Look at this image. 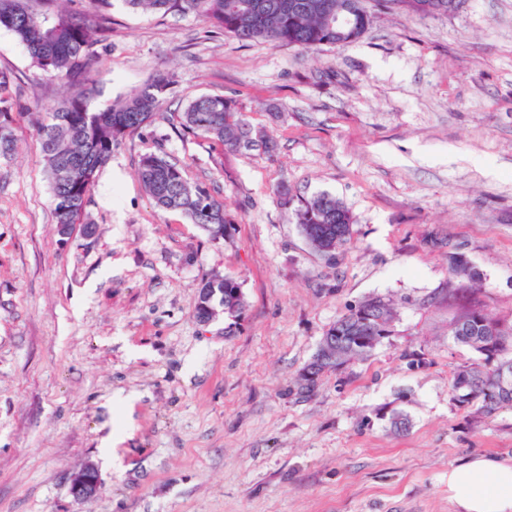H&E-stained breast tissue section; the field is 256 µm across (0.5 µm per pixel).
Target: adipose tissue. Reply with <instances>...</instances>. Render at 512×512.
Here are the masks:
<instances>
[{
    "instance_id": "1",
    "label": "adipose tissue",
    "mask_w": 512,
    "mask_h": 512,
    "mask_svg": "<svg viewBox=\"0 0 512 512\" xmlns=\"http://www.w3.org/2000/svg\"><path fill=\"white\" fill-rule=\"evenodd\" d=\"M455 512H512V462L476 454L448 470Z\"/></svg>"
}]
</instances>
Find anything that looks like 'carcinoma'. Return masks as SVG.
<instances>
[{"label": "carcinoma", "instance_id": "1", "mask_svg": "<svg viewBox=\"0 0 512 512\" xmlns=\"http://www.w3.org/2000/svg\"><path fill=\"white\" fill-rule=\"evenodd\" d=\"M59 0H0V28L15 34L27 47L32 63L62 83L82 86L99 62L95 47L109 40L112 29L107 14L111 0H93L94 12L77 14L58 6ZM387 7L426 17L446 14L452 0H382ZM132 10L153 9L165 14H194L205 23L241 41L271 46L288 45L318 51L325 46L345 45L360 39L369 21L356 17L350 29L332 25L336 14L347 10L350 0H125ZM169 89V80L159 74L132 97L92 107L89 97L77 94L59 104H47L36 113L34 129L40 143L58 224H80L99 169L112 156V148L127 131L142 126L159 110ZM12 80L0 74V156L14 148L9 125ZM182 128L218 140L236 153L258 147L275 149L273 138L255 132L232 100L204 95L191 101L181 113ZM140 180L155 205L178 211L207 230L213 224H230L224 202L208 189L190 184L182 168L161 153H146L139 160ZM279 202L291 210L306 240L320 253L331 256L351 240L348 210L329 195L299 198L283 186ZM457 279L448 289V302L467 292V266L450 260ZM215 297L224 299V315L237 318L244 308L239 281L226 275L220 282H207ZM394 315L382 297L369 298L339 316L320 341L312 361L303 369L300 388L311 391L319 377L350 358H365L389 336ZM454 340L479 354V359L460 366L451 380L453 401L461 409L476 408L492 414L512 406V385L499 384L501 371L512 374V322L489 315L480 299L458 305L451 324Z\"/></svg>", "mask_w": 512, "mask_h": 512}]
</instances>
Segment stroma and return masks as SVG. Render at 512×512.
Returning <instances> with one entry per match:
<instances>
[{
	"instance_id": "stroma-1",
	"label": "stroma",
	"mask_w": 512,
	"mask_h": 512,
	"mask_svg": "<svg viewBox=\"0 0 512 512\" xmlns=\"http://www.w3.org/2000/svg\"><path fill=\"white\" fill-rule=\"evenodd\" d=\"M111 3L96 106L159 71L172 84L100 168L89 238L57 235L29 120L73 90L0 29L15 118L0 157V512H454L450 465L512 458V407L451 399L477 355L454 342L447 298L454 256L512 319V0L425 18L364 0L367 32L314 52ZM202 95L234 100L276 151L184 132ZM150 152L223 200L229 236L155 207L138 175ZM283 184L349 211L335 258L277 203ZM227 275L239 321L201 324L203 284ZM373 296L393 303V335L300 392L329 326ZM89 463L102 488L80 502L71 480Z\"/></svg>"
}]
</instances>
